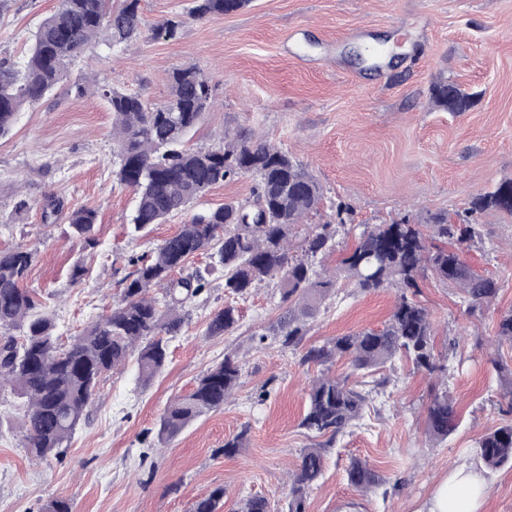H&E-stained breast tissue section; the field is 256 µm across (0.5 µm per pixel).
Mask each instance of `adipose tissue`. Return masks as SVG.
Returning <instances> with one entry per match:
<instances>
[{
	"instance_id": "ef3b65f1",
	"label": "adipose tissue",
	"mask_w": 512,
	"mask_h": 512,
	"mask_svg": "<svg viewBox=\"0 0 512 512\" xmlns=\"http://www.w3.org/2000/svg\"><path fill=\"white\" fill-rule=\"evenodd\" d=\"M485 480L473 468L456 466L435 490L427 512H481Z\"/></svg>"
}]
</instances>
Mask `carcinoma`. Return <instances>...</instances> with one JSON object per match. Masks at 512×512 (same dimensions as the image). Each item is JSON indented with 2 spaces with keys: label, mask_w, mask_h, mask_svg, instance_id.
Here are the masks:
<instances>
[{
  "label": "carcinoma",
  "mask_w": 512,
  "mask_h": 512,
  "mask_svg": "<svg viewBox=\"0 0 512 512\" xmlns=\"http://www.w3.org/2000/svg\"><path fill=\"white\" fill-rule=\"evenodd\" d=\"M194 0L192 15L206 18L234 9L250 0ZM183 21L165 19L151 29V37L179 38ZM144 34L141 0H59L55 13L44 18L30 37L24 63L0 59V138L10 134L23 106H34L52 94L76 60L92 51L99 40L122 48ZM167 99L154 107L139 94L100 85L96 93L112 112V140L119 163L115 181L136 195L131 226L136 233L153 224L189 212L208 189L252 175L257 181L253 199L232 201L216 209L193 214L180 230L151 254L133 257L134 270L125 280L121 304L86 326L64 344L55 335V323L37 311L36 294L24 287L37 250L17 245L0 250V387L8 386L25 400L21 428L30 456L43 459L67 443L86 421L105 375L135 358L138 378L148 384L167 360L169 339L184 325L182 309L199 296L208 282L200 274L174 278L191 257L208 253L224 267V289L246 295L257 284L276 281L288 302L272 328L284 343L296 346L306 322L322 303L336 294L341 282L364 291L395 287L401 293L390 317L380 329H362L312 345L302 362L324 367L308 394L300 426L316 436L336 437L355 425L368 394L346 378L329 373L325 365L345 359L353 372L365 377L404 356L417 371L444 373L438 363L429 312L408 291L417 287L419 274L429 269L439 280L457 288L469 309L490 305L500 288L498 280L477 272L460 256V246L472 240L474 228L465 219L445 213L429 217L440 244L430 248L419 225L405 215L390 224L363 231L355 247L329 273L309 259L288 258L289 235L309 212L318 208L323 190L313 175L282 149L240 134H226L217 146L194 148L190 134L212 105V87L195 67L172 71ZM433 103L450 112H466L470 97L454 83L441 79L431 88ZM512 191V179L473 199L470 212L495 211L512 215L501 193ZM64 201L48 196L43 204L44 223L52 224ZM74 233L86 245L96 243V211L80 208L68 213ZM336 230L323 224L306 239V252L314 257L328 248ZM237 323L235 308L227 305L210 317L206 331L221 336ZM21 329L22 335L9 331ZM498 344L512 347V309L498 314ZM241 366L227 355L196 381L187 394L177 396L160 419L158 438L166 444L200 417L220 409L240 385ZM457 427V414L448 388L434 395L427 406V433L443 440ZM477 455L489 469L512 464V421L482 435ZM325 468L323 449L304 448L291 476L288 512H307L310 489ZM348 481L371 489L383 478L366 463L355 460L347 469ZM224 488L218 486L194 502L191 512H219ZM237 512H269L262 496L239 503Z\"/></svg>",
  "instance_id": "1"
}]
</instances>
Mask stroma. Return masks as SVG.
<instances>
[{
  "instance_id": "35a3bbf8",
  "label": "stroma",
  "mask_w": 512,
  "mask_h": 512,
  "mask_svg": "<svg viewBox=\"0 0 512 512\" xmlns=\"http://www.w3.org/2000/svg\"><path fill=\"white\" fill-rule=\"evenodd\" d=\"M56 6L57 0H9L0 11V57L23 60L31 30ZM191 7L192 0H142L146 25L184 18L178 39L97 46L72 67L68 84L24 108L0 138V249L38 247L26 285L53 314L61 340L114 307L133 270L131 256L156 248L185 221L178 215L131 232L134 194L112 177V114L99 95L71 90L82 78L138 93L154 106L166 99L173 69L200 68L214 104L192 144L210 146L227 131L266 140L308 167L324 190L319 209L290 237L291 258L303 256L316 225L333 220L337 200L351 205L346 227L314 260L329 269L365 228L404 214L423 224L436 213L464 212L474 196L512 178V0H251L237 13L204 19L191 18ZM440 76L474 95L469 111L431 104V84ZM48 193L67 208L96 211L95 247L76 237L66 218L43 223ZM22 197L29 206L19 213ZM474 228L461 256L498 279L493 306L469 310L456 288L428 270L415 294L448 365L456 430L441 441L426 435L436 381L397 359L383 372L386 385L372 388L363 419L325 446L308 512H422L459 464L484 476L482 512H512V465L490 470L476 454L477 438L508 419L494 362L511 364L512 348L489 342L499 311L512 308V217L486 212ZM78 260L90 275L74 285L69 273ZM194 273L209 287L186 305V324L169 341L163 373L141 384L131 360L109 374L88 424L59 452L30 458L19 427L23 409L9 389L0 390V512H43L54 498L69 500L73 512H190L218 486L225 492L222 512L252 495L265 497L271 512H288V475L314 442L300 421L319 368L302 362L304 348L381 327L399 291L342 285L294 348L270 333L286 307L275 282L244 296L225 293L224 270L206 253L177 271ZM227 305L237 310L236 327L206 335L209 317ZM228 354L241 365L240 386L223 408L161 447L157 434L169 400L188 393ZM242 431L245 448L224 455L225 441ZM356 459L384 484L364 492L351 486L346 469Z\"/></svg>"
}]
</instances>
